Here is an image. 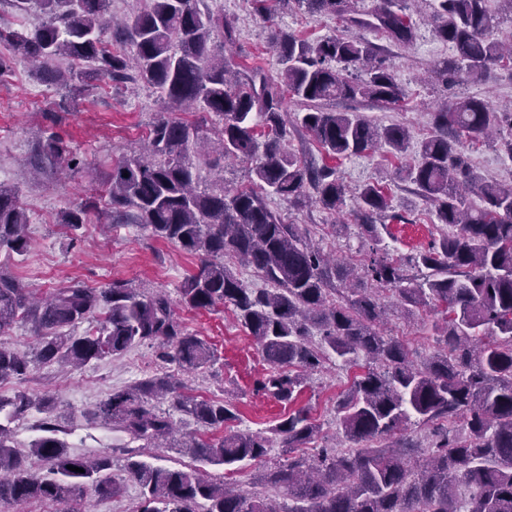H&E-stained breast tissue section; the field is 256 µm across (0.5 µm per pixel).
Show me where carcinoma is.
Here are the masks:
<instances>
[{"instance_id":"carcinoma-1","label":"carcinoma","mask_w":512,"mask_h":512,"mask_svg":"<svg viewBox=\"0 0 512 512\" xmlns=\"http://www.w3.org/2000/svg\"><path fill=\"white\" fill-rule=\"evenodd\" d=\"M290 1L379 32L399 46L416 36L400 0H380L371 21L348 17L351 0H282ZM149 2L132 23L116 26L109 0H12L19 12L38 13L26 31L0 27V42L13 48L11 57L0 56V76L16 60L37 67L39 78L66 89V112L91 82L107 79L115 85L142 81L165 102L200 105L218 118L219 155L251 163L249 186L197 190L194 160L209 157L199 127L161 117L143 152L112 167L106 182L112 221L139 224L198 256L197 270L178 288L180 301L195 310L233 309L267 365L256 391L293 405L306 373L330 353L346 365L364 359L367 372L336 404L338 428L352 446L324 449L316 459L299 452L319 429L305 406L268 429H230L228 423L239 419L235 402L187 396L177 378L162 372L112 392L95 416L133 440L162 448L176 424L152 400L170 395L175 410L200 427L224 430L219 437L190 438L189 453L201 462H259L274 445L282 448L283 459L258 477L260 489L245 493L209 480L197 467L170 469L130 459L117 476L108 455L69 453L57 438L58 423L47 417L44 435L26 454L0 423V502L66 506L88 489L101 498L118 497L132 482L139 488L136 512H197L202 502L204 512H512V183H477L462 145L464 137L505 128L504 148L512 157V108L500 111L465 97L433 113L435 134L419 144L418 163L404 179L434 206L438 223L456 231L406 264L373 251L365 277L375 287L349 288L352 270L311 245L307 225L286 224L269 207L272 195L298 210L316 203L336 213L345 202L334 168L309 166L288 152L283 105L288 93L305 104L307 112L297 121L332 159L380 146L401 153L410 145L406 127L378 126L323 108L327 101L358 98L398 104L402 91L390 65L360 33L313 44L276 29L270 43L282 65L281 81L259 72L244 78L224 56L237 40L234 21L201 12L198 0ZM425 2L436 36L454 51L439 72L443 82L478 81L490 66L512 60V39L498 35L500 17L489 12L486 0ZM61 59L68 68L56 66ZM46 163H76L69 144L54 133L41 144L34 165ZM474 191L479 207L467 205V193ZM356 203L360 227L379 241L376 220L389 209L388 197L366 184ZM89 211H64L61 222L75 231ZM28 224L15 190L0 183V251L27 252ZM230 260L252 270L266 287H248ZM408 264L428 270L423 281L406 273ZM382 291L405 306L440 309V351L429 361L413 363L402 343L381 332ZM93 319L95 331L73 334ZM19 323L31 325L39 346L32 358L0 345L1 381L26 375L36 360L80 368L145 344L157 349L162 363L184 372L204 369L214 359L211 346L176 320L167 294L141 293L124 281L100 289L72 281L35 300L20 281L0 273V332ZM33 405L31 396L20 393L0 399V412L9 409L12 420ZM413 414L426 426L422 435L408 432ZM456 417L463 422L459 431L448 427ZM31 457L48 464L45 473L33 470Z\"/></svg>"}]
</instances>
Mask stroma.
<instances>
[{
	"mask_svg": "<svg viewBox=\"0 0 512 512\" xmlns=\"http://www.w3.org/2000/svg\"><path fill=\"white\" fill-rule=\"evenodd\" d=\"M198 6L201 11L221 12L234 19L239 30V42L232 49L236 62L249 70L261 69L273 80L279 78L281 66L269 45L271 29L283 28L311 42L350 30L345 21L286 8L278 0H270L264 15L255 11L252 0H199ZM406 6L417 31L411 46H393L376 33L368 35L393 68L403 91L399 106L362 99L336 100L326 103V110L352 112L379 126L404 125L416 145L432 134V114L443 104L461 97H475L493 106L512 101V67L507 65L492 67L484 79L475 82L448 86L438 79L435 71L448 59L451 49L436 37L423 0H406ZM60 98L59 91L34 79L23 63H14L9 73L0 76V182L16 190L30 218L28 251L21 256L1 251L0 272L22 280L39 297L73 280L91 288L121 280L145 293L165 292L174 302L178 321L214 351L210 366L182 374L184 393L200 399H234L240 411L236 429L256 431L275 424L288 406L255 392L254 382L266 364L254 338L224 306L198 311L178 301L177 288L185 276L195 272L198 258L174 243L153 237L140 225L112 223L99 198L113 165L139 150L159 117L195 124L202 135L210 137L218 128L215 116L165 104L143 83L118 91L109 82H99L97 89L68 112L59 110ZM287 128L288 151L310 165L333 163L349 192L344 207L335 214L315 204L294 211L279 199L270 202L285 223L308 225L312 240L324 252L336 260L359 264L379 246L405 259L439 238L434 207L414 192L410 181L396 177L398 169L413 164L414 152L395 157L377 148L332 162L312 134L298 128L293 120ZM53 132L69 143L79 164L66 172L47 165L38 177H31L26 165ZM467 155L478 180L512 182V157L500 142L470 145ZM250 168V163L239 159L224 160L216 166L202 163L197 183L203 190L218 184L239 187L248 184ZM368 183L381 186L391 202L392 217L376 241L360 228L356 217L354 196ZM85 204L92 207L86 224L75 231L60 224L63 211ZM336 224L345 225V232L334 234ZM382 303L386 334L401 341L415 362L432 356L437 349L435 312L423 310L406 317L389 292L383 294ZM162 368L155 349L147 345L115 359L91 361L68 374L62 373L58 364L35 363L24 379L0 381V397L8 399L23 392L46 398L47 406L30 409L14 420L1 414L0 422L8 424L15 445L25 451L40 437L43 419L58 417L59 437L70 453L110 455L112 468L118 472L126 463L125 450L133 442L125 433L92 418L91 413L112 391L129 387ZM366 370L365 362L346 366L333 357L310 375L297 403L310 408L320 432L314 442L306 444V455H315L317 449L333 446L339 439L336 401Z\"/></svg>",
	"mask_w": 512,
	"mask_h": 512,
	"instance_id": "stroma-1",
	"label": "stroma"
}]
</instances>
